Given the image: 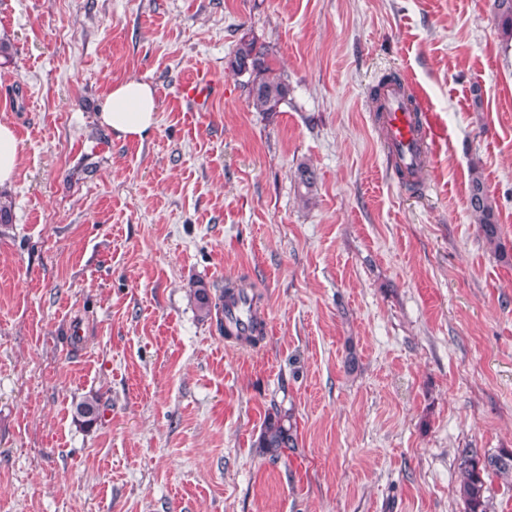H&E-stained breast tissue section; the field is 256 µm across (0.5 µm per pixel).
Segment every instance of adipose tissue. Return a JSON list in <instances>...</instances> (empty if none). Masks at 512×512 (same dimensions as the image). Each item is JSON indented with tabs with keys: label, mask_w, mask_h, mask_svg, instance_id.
Returning <instances> with one entry per match:
<instances>
[{
	"label": "adipose tissue",
	"mask_w": 512,
	"mask_h": 512,
	"mask_svg": "<svg viewBox=\"0 0 512 512\" xmlns=\"http://www.w3.org/2000/svg\"><path fill=\"white\" fill-rule=\"evenodd\" d=\"M158 102L150 83L128 80L112 87L99 119L120 139H144L155 127Z\"/></svg>",
	"instance_id": "ef3b65f1"
}]
</instances>
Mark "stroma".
Masks as SVG:
<instances>
[{"label": "stroma", "instance_id": "35a3bbf8", "mask_svg": "<svg viewBox=\"0 0 512 512\" xmlns=\"http://www.w3.org/2000/svg\"><path fill=\"white\" fill-rule=\"evenodd\" d=\"M283 71L252 107L240 39ZM0 512H464L470 449H512V42L493 0H0ZM205 75L206 110L184 86ZM435 145L400 187L370 94ZM158 121L121 140L114 84ZM316 176L306 189L300 166ZM481 171L506 257L468 207ZM259 297L226 345L191 289ZM97 396L101 419L75 406ZM296 447L257 446L271 409ZM158 102L153 86L128 80L112 87L99 112L102 125L119 139H144L155 127ZM19 163V142L14 129L0 123V187L12 182Z\"/></svg>", "mask_w": 512, "mask_h": 512}]
</instances>
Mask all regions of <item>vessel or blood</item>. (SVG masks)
Instances as JSON below:
<instances>
[{"label": "vessel or blood", "instance_id": "vessel-or-blood-1", "mask_svg": "<svg viewBox=\"0 0 512 512\" xmlns=\"http://www.w3.org/2000/svg\"><path fill=\"white\" fill-rule=\"evenodd\" d=\"M384 149L402 185L420 180L425 154L433 144L431 129L416 95L395 82L378 87Z\"/></svg>", "mask_w": 512, "mask_h": 512}]
</instances>
